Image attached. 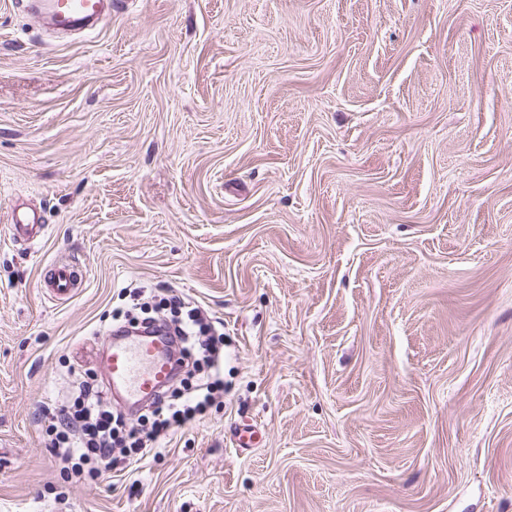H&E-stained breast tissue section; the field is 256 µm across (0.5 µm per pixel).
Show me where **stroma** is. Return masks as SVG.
<instances>
[{"mask_svg": "<svg viewBox=\"0 0 512 512\" xmlns=\"http://www.w3.org/2000/svg\"><path fill=\"white\" fill-rule=\"evenodd\" d=\"M141 285L223 322L224 393L64 481L43 410ZM0 512H512V0H131L71 37L0 0ZM10 237L15 242H33L41 238L44 225L35 211L14 209L7 225ZM80 271L76 263L69 257H61L54 260L46 272V288L57 298L69 296L75 288H78Z\"/></svg>", "mask_w": 512, "mask_h": 512, "instance_id": "obj_1", "label": "stroma"}]
</instances>
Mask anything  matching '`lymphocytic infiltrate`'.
<instances>
[{
	"mask_svg": "<svg viewBox=\"0 0 512 512\" xmlns=\"http://www.w3.org/2000/svg\"><path fill=\"white\" fill-rule=\"evenodd\" d=\"M171 302L184 309L185 318L170 327V335L184 357L206 361L207 375L185 393L166 392L152 403L147 430L114 411L96 380L84 381L72 406L53 415L46 428L50 446L67 475L94 480L117 462L130 464L158 455L162 437L199 423L214 395L223 390L222 332L192 302L177 296Z\"/></svg>",
	"mask_w": 512,
	"mask_h": 512,
	"instance_id": "obj_1",
	"label": "lymphocytic infiltrate"
}]
</instances>
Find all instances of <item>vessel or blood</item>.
I'll return each instance as SVG.
<instances>
[{
  "instance_id": "obj_1",
  "label": "vessel or blood",
  "mask_w": 512,
  "mask_h": 512,
  "mask_svg": "<svg viewBox=\"0 0 512 512\" xmlns=\"http://www.w3.org/2000/svg\"><path fill=\"white\" fill-rule=\"evenodd\" d=\"M44 3L54 26L61 30L99 18L109 8V0H44ZM7 228L13 241L33 242L40 239L44 226L36 212L17 208L11 212ZM79 278L75 262L62 257L50 264L45 283L61 299L77 288ZM105 370L110 391L123 393L137 403L151 402L176 370L171 339L162 334L113 338L106 354Z\"/></svg>"
}]
</instances>
